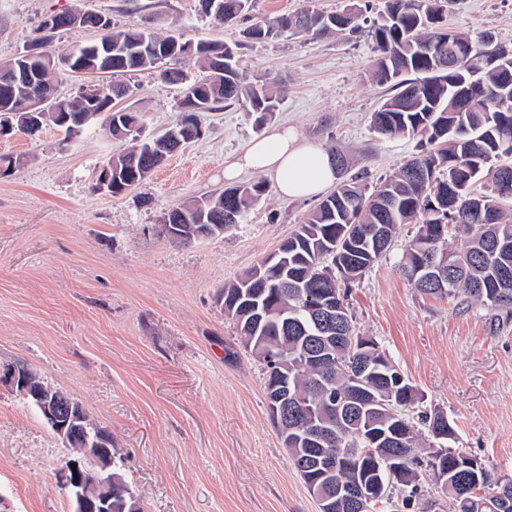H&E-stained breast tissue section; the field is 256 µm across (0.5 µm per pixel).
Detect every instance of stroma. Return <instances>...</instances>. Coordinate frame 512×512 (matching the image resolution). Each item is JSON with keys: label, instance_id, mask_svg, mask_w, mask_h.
Returning <instances> with one entry per match:
<instances>
[{"label": "stroma", "instance_id": "obj_1", "mask_svg": "<svg viewBox=\"0 0 512 512\" xmlns=\"http://www.w3.org/2000/svg\"><path fill=\"white\" fill-rule=\"evenodd\" d=\"M357 0H252L254 16L341 11ZM79 8L113 27L167 19L193 40L233 47L239 71L279 93L265 123L237 104L201 113L203 134L142 184L94 191L121 148L100 123L80 136L44 126L0 138L19 163L0 175V366L24 363L70 391L111 433L115 466L145 512H318L278 437L265 366L240 342L218 299L225 282L262 262L317 202L268 190L224 235L184 246L159 233L163 211L221 192L224 158L288 124L349 154L368 188L418 151L384 139L370 115L391 96L374 81L364 36L247 37L221 28L198 0H0V62L28 48L42 20ZM450 30L512 46V0H448ZM116 108L139 113L155 137L180 115L182 86L157 71L128 73ZM402 225L389 252L352 284L353 325L374 338L424 397L447 412L455 445L497 479L512 478V314L420 294L398 262L416 233ZM68 450L39 411L0 386V512H70L58 461Z\"/></svg>", "mask_w": 512, "mask_h": 512}]
</instances>
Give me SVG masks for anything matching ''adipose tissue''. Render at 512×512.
<instances>
[{
	"label": "adipose tissue",
	"instance_id": "obj_1",
	"mask_svg": "<svg viewBox=\"0 0 512 512\" xmlns=\"http://www.w3.org/2000/svg\"><path fill=\"white\" fill-rule=\"evenodd\" d=\"M267 175L285 199L320 195L337 180L328 151L307 139L296 127L282 125L248 143L244 151L224 162V178L232 181L244 173Z\"/></svg>",
	"mask_w": 512,
	"mask_h": 512
}]
</instances>
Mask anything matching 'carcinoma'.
Segmentation results:
<instances>
[{
    "label": "carcinoma",
    "mask_w": 512,
    "mask_h": 512,
    "mask_svg": "<svg viewBox=\"0 0 512 512\" xmlns=\"http://www.w3.org/2000/svg\"><path fill=\"white\" fill-rule=\"evenodd\" d=\"M251 0H199L202 13L224 25L242 16ZM446 0H386L385 10L369 19L359 7L323 13L303 9L293 15L263 17L246 30L255 40L287 33L321 37L356 33L369 25L377 58L374 76L392 84L395 94L372 113L373 133L382 138L408 136L419 140L422 151L407 161L377 189L355 178L341 180L280 245L286 262L271 277L266 271L253 281L242 275L224 285L220 301L224 315L237 327L242 343L265 364L266 398L270 387L286 382L288 454L306 487L323 486V475L346 483L370 474L371 453L393 449L405 454L402 472L391 477L382 466L383 496L371 512H386L393 494H403L402 505L417 497L420 484L430 478L452 503L453 512H474L462 490L482 488L481 512H512V480L493 481L480 460L452 448L456 429L440 408L422 411L423 397L385 351L373 340L361 348L347 297L351 284L372 267L391 246L403 224L419 225L408 242L401 269L420 292L439 298H458L512 314V219L504 203L512 193L502 183L512 181V48L485 40L474 44L448 31L443 14ZM66 12L42 21L36 40L49 57L41 62L23 53L0 63L4 68H39L38 79L56 84L70 74L112 75L102 85L101 99L92 105L79 95L72 100L53 98L41 121L61 127L64 113L105 114L110 90L123 86L119 76L149 70L169 61L161 71L170 83L184 86L180 116L166 131L169 151L201 136L199 113L224 102H238L249 112L275 111L276 94L264 83H247L235 65L234 50L219 41L185 40L146 28L125 30L111 23L97 29L94 42H80L65 53L50 49L54 33L76 31ZM195 60L208 78L189 81L179 64ZM463 81L484 87L464 109L452 99ZM28 96L0 87V116L28 112ZM142 121L135 112H112V137L131 146L112 155L105 166L112 171V194L119 195L143 182L162 163L148 148L157 140L141 139ZM264 182L233 186L218 195L173 207L163 215L171 224H225L232 228L266 193ZM384 229V241L373 230ZM463 230V247H448L449 229ZM448 257L452 264L443 280L431 286L421 282L419 269L428 255ZM332 302L337 319L320 316L316 306ZM327 390L341 398L340 409L323 400ZM417 410V418L408 414ZM425 425L432 436L421 439ZM112 512H129V486L113 472Z\"/></svg>",
    "instance_id": "carcinoma-1"
}]
</instances>
